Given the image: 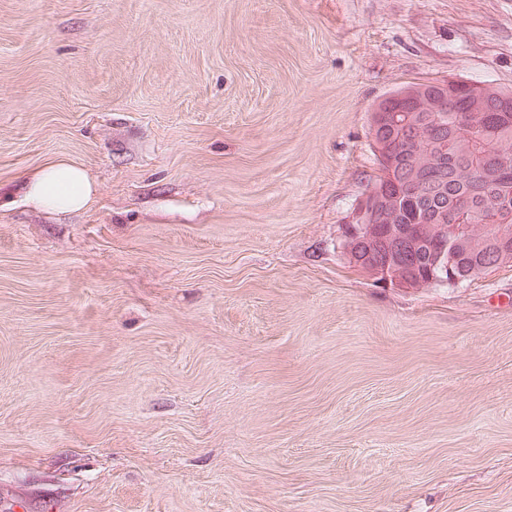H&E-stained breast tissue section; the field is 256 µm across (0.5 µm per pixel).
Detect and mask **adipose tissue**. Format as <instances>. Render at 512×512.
<instances>
[{
  "label": "adipose tissue",
  "instance_id": "1",
  "mask_svg": "<svg viewBox=\"0 0 512 512\" xmlns=\"http://www.w3.org/2000/svg\"><path fill=\"white\" fill-rule=\"evenodd\" d=\"M25 187V203L52 215L85 211L96 197L95 184L85 168L67 158L49 161L27 180Z\"/></svg>",
  "mask_w": 512,
  "mask_h": 512
}]
</instances>
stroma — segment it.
<instances>
[{"label":"stroma","mask_w":512,"mask_h":512,"mask_svg":"<svg viewBox=\"0 0 512 512\" xmlns=\"http://www.w3.org/2000/svg\"><path fill=\"white\" fill-rule=\"evenodd\" d=\"M457 77L512 0H0V512H512V265L342 249L374 107ZM25 187V203L52 215L85 211L96 200L95 184L89 174L68 158L49 161L26 180Z\"/></svg>","instance_id":"obj_1"}]
</instances>
